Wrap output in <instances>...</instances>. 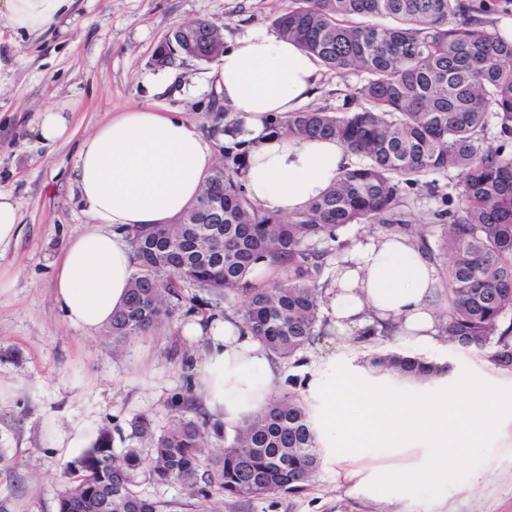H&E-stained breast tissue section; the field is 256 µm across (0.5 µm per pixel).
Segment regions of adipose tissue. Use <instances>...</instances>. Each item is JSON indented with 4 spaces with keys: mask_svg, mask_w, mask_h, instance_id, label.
Instances as JSON below:
<instances>
[{
    "mask_svg": "<svg viewBox=\"0 0 512 512\" xmlns=\"http://www.w3.org/2000/svg\"><path fill=\"white\" fill-rule=\"evenodd\" d=\"M73 0H0V20L34 33L55 22ZM212 76L224 107L248 147L243 179L249 199L280 216L302 212L353 162L334 139L288 138L270 121L301 111L318 93L316 60L294 42L253 31L226 47ZM69 106L37 111L32 131L46 144L68 137ZM214 154L196 122L139 107L112 116L85 137L77 155V186L89 230L70 238L52 260V288L65 320L92 335L109 325L134 273L132 227L163 224L201 192ZM436 266L410 239L368 235L333 261L323 281L321 310L328 333L350 339L391 323L420 347L439 341ZM184 331L204 340L193 382L205 411L224 427L259 412L281 382L278 363L233 315L188 322ZM305 402L319 447L329 457L358 460L367 448L410 449L417 462L376 467L366 487L374 497L409 493L416 484L446 489L456 475L450 456L477 457L499 425L500 387L435 373L427 389L406 391L393 376L386 389L359 372L332 377L309 349L303 365Z\"/></svg>",
    "mask_w": 512,
    "mask_h": 512,
    "instance_id": "ef3b65f1",
    "label": "adipose tissue"
}]
</instances>
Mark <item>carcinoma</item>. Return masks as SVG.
<instances>
[{
  "label": "carcinoma",
  "instance_id": "cac0c4a2",
  "mask_svg": "<svg viewBox=\"0 0 512 512\" xmlns=\"http://www.w3.org/2000/svg\"><path fill=\"white\" fill-rule=\"evenodd\" d=\"M497 0H291L273 20L318 63L338 74L363 72L366 83L347 110L307 109L272 120L277 133L339 140L356 162L303 212L283 219L252 204L242 171L248 148L237 124L224 125V165L212 170L202 195L166 224L129 232L135 271L123 307L109 325L115 343L154 335L170 323L193 288L220 304L245 297L239 315L253 337L280 360L299 367L324 335L316 279L331 257L350 247L352 224L413 240L439 268L440 338L497 368L512 369V40L489 28ZM374 17L388 18L382 25ZM217 26L180 23L155 51L154 65L179 58L210 61ZM501 144L485 145L489 126ZM455 174L457 202L416 224L408 189L438 192L435 175ZM263 262L288 270L264 285L249 281ZM377 374L418 379L432 366L397 351L372 354ZM277 396L244 419L224 448L205 453L208 430L192 390L171 404L174 416L150 439L147 453L86 449L66 469L74 476L58 512H167L169 504L138 490L139 473L203 497L254 500L295 496L320 464L309 410L298 392Z\"/></svg>",
  "mask_w": 512,
  "mask_h": 512
}]
</instances>
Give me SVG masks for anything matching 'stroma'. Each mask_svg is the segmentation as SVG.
Wrapping results in <instances>:
<instances>
[{
  "instance_id": "35a3bbf8",
  "label": "stroma",
  "mask_w": 512,
  "mask_h": 512,
  "mask_svg": "<svg viewBox=\"0 0 512 512\" xmlns=\"http://www.w3.org/2000/svg\"><path fill=\"white\" fill-rule=\"evenodd\" d=\"M288 0H74L70 10L41 35L0 29V188L22 203L23 233L0 258L9 282L0 289V512H57L70 478L68 461L51 444L56 434L82 427L91 440L118 452L144 447L132 425L147 421L163 430L172 418L170 400L193 380L179 354L202 358L201 339L184 335L196 316L187 301L160 334L117 346L107 331L85 336L58 310L50 261L65 242L86 230L75 180L81 140L116 113L150 106L197 122L224 162V127L213 116L223 96L213 84L212 64L179 61L162 69L153 53L175 24L206 19L219 26L225 44L253 29L271 30ZM364 74L324 71L312 105L333 112L359 88ZM76 101L70 140L44 145L29 121L46 105ZM393 350L445 363L449 380L469 378L512 388V370L441 343L424 349L391 337L352 348L337 371L373 353ZM477 461L458 460L448 489L416 487L407 495L373 502L363 476L380 462L404 466L410 453L381 448L348 462L322 458L306 491L250 502L189 495L182 486L141 479L140 492L169 503L172 512H512V411L488 437ZM482 479H475L474 471Z\"/></svg>"
}]
</instances>
